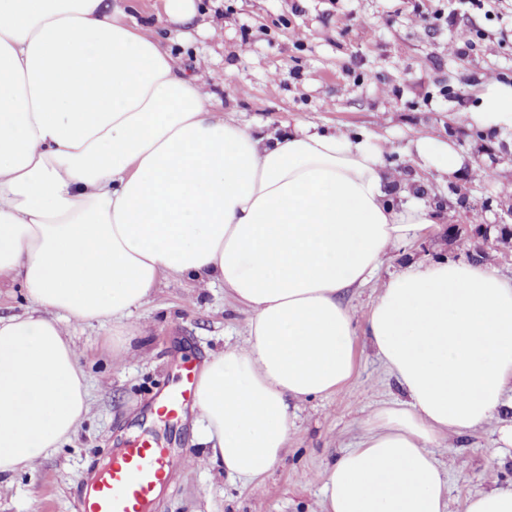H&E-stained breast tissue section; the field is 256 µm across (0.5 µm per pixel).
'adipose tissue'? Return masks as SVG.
<instances>
[{
	"mask_svg": "<svg viewBox=\"0 0 512 512\" xmlns=\"http://www.w3.org/2000/svg\"><path fill=\"white\" fill-rule=\"evenodd\" d=\"M471 127L512 126L490 84ZM415 151L439 176L458 148ZM379 138L296 125L262 133L214 111L155 27L113 0H0V285L30 303L0 318V476L73 435L89 391L67 322H116L163 275L223 284L251 317L204 360L193 432L253 483L288 441L290 401L336 392L364 334L407 399L377 409L324 475L326 512H445L432 453L486 423L512 384V281L485 265L415 263L357 324L343 293L438 214L395 204Z\"/></svg>",
	"mask_w": 512,
	"mask_h": 512,
	"instance_id": "1",
	"label": "adipose tissue"
}]
</instances>
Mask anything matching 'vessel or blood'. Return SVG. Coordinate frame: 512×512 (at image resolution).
<instances>
[{"label":"vessel or blood","instance_id":"vessel-or-blood-1","mask_svg":"<svg viewBox=\"0 0 512 512\" xmlns=\"http://www.w3.org/2000/svg\"><path fill=\"white\" fill-rule=\"evenodd\" d=\"M194 367L159 401L155 411L165 418L181 415L193 397ZM176 461L168 448L153 439L129 441L109 464L85 478L86 488L75 500V512H146L158 489L172 479Z\"/></svg>","mask_w":512,"mask_h":512}]
</instances>
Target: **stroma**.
Here are the masks:
<instances>
[{
    "instance_id": "obj_1",
    "label": "stroma",
    "mask_w": 512,
    "mask_h": 512,
    "mask_svg": "<svg viewBox=\"0 0 512 512\" xmlns=\"http://www.w3.org/2000/svg\"><path fill=\"white\" fill-rule=\"evenodd\" d=\"M467 54H458L461 33ZM186 70L199 76L215 111L264 131L296 123L347 126L380 137L404 170L395 202L445 200L442 224L512 222V129L475 140L456 120L473 111L489 81L512 85V0H197L190 25L165 32ZM452 141L464 167L441 178L422 169L418 136ZM442 224L391 252L382 272L343 301L364 320L390 275L412 262L455 255ZM249 310L222 285L162 279L152 296L116 326L66 325L90 393L86 418L62 448L27 471L0 477V512H74L81 475L105 465L124 442L157 437L185 461L149 512H325L322 475L358 441L363 422L403 393L365 336H357L351 378L329 396L291 409L288 444L262 481L241 484L212 464L187 420L154 416L156 397L186 361L240 343ZM125 339L127 351L116 341ZM512 407L466 434L447 432L434 456L448 477L446 512L471 496L512 486V458L495 440Z\"/></svg>"
}]
</instances>
